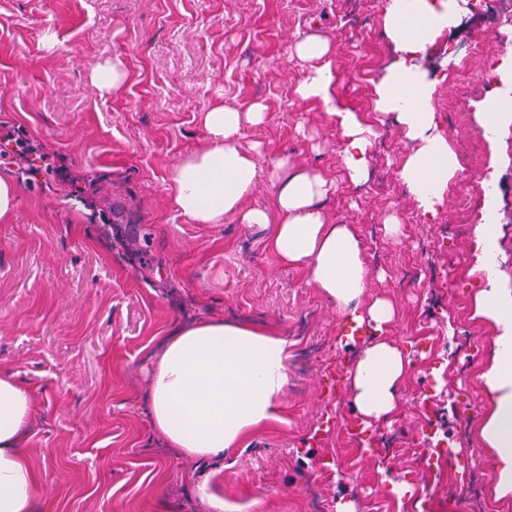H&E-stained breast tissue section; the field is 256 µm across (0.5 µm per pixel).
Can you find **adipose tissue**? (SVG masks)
I'll list each match as a JSON object with an SVG mask.
<instances>
[{
	"label": "adipose tissue",
	"instance_id": "1",
	"mask_svg": "<svg viewBox=\"0 0 512 512\" xmlns=\"http://www.w3.org/2000/svg\"><path fill=\"white\" fill-rule=\"evenodd\" d=\"M458 0H387L384 15L394 60L376 87L375 107L394 116L412 151L399 176L424 213L443 203L459 170L442 134L431 99L437 88L417 64L442 30L457 25ZM296 56L309 67L296 92L321 104L343 138L342 168L360 184L378 136L375 124L347 108L336 95V68L326 36L301 32ZM504 93L487 99L479 120L488 138L512 122V56L498 68ZM262 103L242 112L216 101L203 114L206 143L172 169L168 192L180 214L196 224L272 225L268 248L283 267L303 268L315 288L343 318L346 338L371 327L385 331L395 318L384 298L362 306L369 283L365 245L351 224L330 223L323 202L335 185L320 170L283 154L262 166L258 150H243L248 127L266 122ZM273 188L274 207L247 206L260 178ZM483 214L474 228L471 272L484 283L473 296L476 316L494 330L490 362L480 375L488 409L479 438L491 448L498 497L512 496V280L501 269L499 229L493 224L496 179L487 176ZM288 341L272 329L205 318L171 336L151 373V422L170 447L189 458L223 454L258 429L280 419L288 386ZM409 362L396 344L370 342L350 375L355 405L365 421L394 414ZM31 389L0 372V512H32L39 473L23 438L36 411Z\"/></svg>",
	"mask_w": 512,
	"mask_h": 512
}]
</instances>
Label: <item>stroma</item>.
Returning <instances> with one entry per match:
<instances>
[{"instance_id": "stroma-1", "label": "stroma", "mask_w": 512, "mask_h": 512, "mask_svg": "<svg viewBox=\"0 0 512 512\" xmlns=\"http://www.w3.org/2000/svg\"><path fill=\"white\" fill-rule=\"evenodd\" d=\"M386 0H0V135L30 142L32 174L0 157L19 187L0 221V371L29 386L38 408L25 452L41 481L33 512H305L317 480L324 512H512L494 491L490 451L477 430L486 401L479 374L491 328L469 302L483 200L469 174L497 168L507 201L498 216L501 270L512 278V125L488 140L476 119L486 97L480 58L471 82H439L432 107L465 173L436 215L420 214L399 170L409 151L372 146L365 188L342 171L343 137L321 106L295 93L304 61L298 30L318 26L332 45L336 93L352 111L374 109L371 57ZM371 26L349 27L351 16ZM126 64L125 90L91 75ZM268 119L243 146L282 153L336 183L334 224H353L366 247V302L385 298L384 333L407 353L410 376L396 413L362 427L347 380L369 335L348 340L335 307L308 273L279 266L263 225L194 224L174 209V165L205 143L200 116L215 99ZM399 218L405 240L383 228ZM202 317L248 321L292 340L284 423L239 448L191 459L166 445L147 404L150 368L174 326ZM398 429L420 443L394 459L380 440ZM479 469L486 503L468 494ZM447 479L435 482L438 470ZM406 482L398 498L390 481Z\"/></svg>"}]
</instances>
